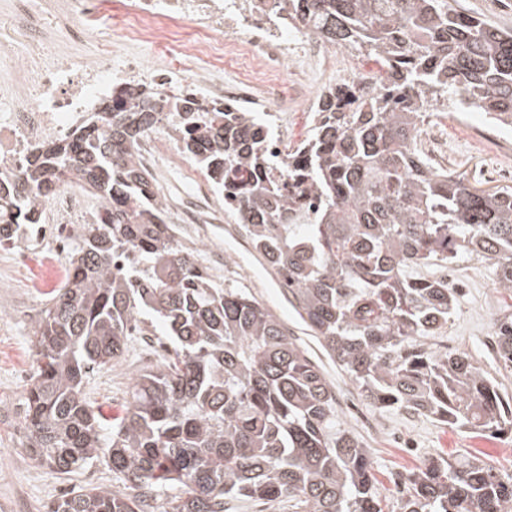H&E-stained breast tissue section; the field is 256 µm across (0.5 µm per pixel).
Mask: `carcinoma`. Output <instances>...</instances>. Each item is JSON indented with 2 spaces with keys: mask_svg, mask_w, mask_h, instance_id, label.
<instances>
[{
  "mask_svg": "<svg viewBox=\"0 0 512 512\" xmlns=\"http://www.w3.org/2000/svg\"><path fill=\"white\" fill-rule=\"evenodd\" d=\"M271 8L376 66L349 104L327 91L279 174L266 171L255 113L132 90L127 110L93 113L20 174L0 175L7 224L41 223L39 206L65 178L102 203L36 321L24 419L42 465L69 473L102 454L125 489H83L47 512H224V500L241 497L291 512H385L368 448L341 427L333 383L270 308L215 284L176 239L139 157L141 138L164 120L370 406L489 438L512 434V398L471 356L416 343L443 334L456 296L448 278L414 273L476 259L492 268L495 288L512 292V190L479 192L433 169L421 140L442 98L512 129V30L450 0ZM145 313L164 327L168 358L133 378L127 412L114 421L91 407L83 383L143 332ZM495 343L512 367V313L497 319ZM398 512H512V475L477 457L432 458L408 475Z\"/></svg>",
  "mask_w": 512,
  "mask_h": 512,
  "instance_id": "1",
  "label": "carcinoma"
}]
</instances>
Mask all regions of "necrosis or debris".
I'll return each mask as SVG.
<instances>
[{"instance_id":"necrosis-or-debris-1","label":"necrosis or debris","mask_w":512,"mask_h":512,"mask_svg":"<svg viewBox=\"0 0 512 512\" xmlns=\"http://www.w3.org/2000/svg\"><path fill=\"white\" fill-rule=\"evenodd\" d=\"M103 0H67V16L59 18L43 0H17L16 13L29 16L15 45L11 80L0 85V172L24 169L39 147L67 138L86 112L109 102L121 103L127 91L148 89L160 95L187 96L224 109L259 108L265 113L273 163H281L291 136L288 114L315 112L321 102L320 74L346 71L343 56L305 28H288L263 15L246 0H120L112 24L113 38L100 36L98 19ZM65 43L94 42L91 60L54 55L49 34ZM151 45L160 62L146 64L135 46ZM246 54L254 63L252 78L223 81L227 57ZM294 67L295 92L274 76ZM177 134L162 123L148 132L143 164L162 172L188 171L187 159L175 146ZM188 191L170 197L167 214L177 233L216 276L232 263L208 242L207 225L224 221L214 204L211 181L189 180ZM51 225L10 226L0 249L13 250L16 240L53 242L65 249L74 227L96 222L100 203L90 201L76 184L64 182L41 205Z\"/></svg>"}]
</instances>
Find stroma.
<instances>
[{
  "label": "stroma",
  "instance_id": "1",
  "mask_svg": "<svg viewBox=\"0 0 512 512\" xmlns=\"http://www.w3.org/2000/svg\"><path fill=\"white\" fill-rule=\"evenodd\" d=\"M437 108L439 113L431 117L428 133L447 142L450 172L482 190L512 188V135H488L489 123L483 113H475L473 124L463 125L444 117L445 103H438ZM210 241L229 254L238 268L232 286L247 289L285 318L289 329L322 365L339 394L343 425L364 439L377 486L386 500L396 498L398 477L430 457H477L501 474H512L511 438H480L417 414L370 408L365 417H358L353 407L360 399L349 380L305 326L290 316L273 276L246 238L217 224L210 231ZM20 248L29 254L21 266L0 252V512H46L64 493L91 486L119 489L123 479L98 461L72 474H60L38 464L25 446L24 395L36 367L33 328L63 286L70 256L43 244L24 242ZM450 274L458 290L456 312L443 336L423 338V345L469 353L496 378L502 392L512 396V370L498 362L492 341L499 312H512V294L496 291L491 269L475 261H459ZM160 332L159 324L149 325L147 336L133 337L121 357L86 380L85 393L105 416L122 417L132 379L159 364L160 353L150 351L149 346Z\"/></svg>",
  "mask_w": 512,
  "mask_h": 512
}]
</instances>
